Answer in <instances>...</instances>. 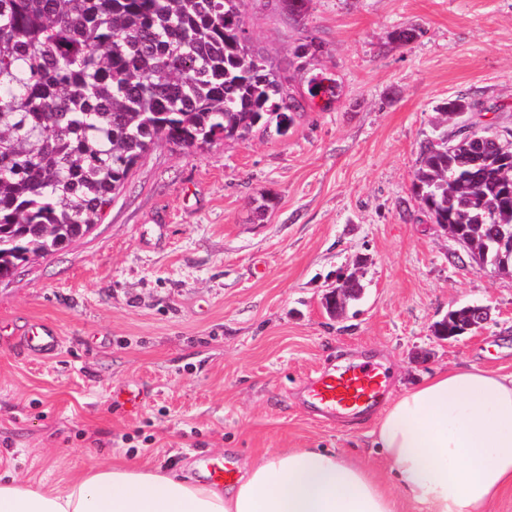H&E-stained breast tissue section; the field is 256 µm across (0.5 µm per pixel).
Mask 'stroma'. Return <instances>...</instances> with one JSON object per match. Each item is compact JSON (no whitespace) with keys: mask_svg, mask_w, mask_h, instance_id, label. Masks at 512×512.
Masks as SVG:
<instances>
[{"mask_svg":"<svg viewBox=\"0 0 512 512\" xmlns=\"http://www.w3.org/2000/svg\"><path fill=\"white\" fill-rule=\"evenodd\" d=\"M246 22L291 94L321 72L339 98L283 136L157 144L89 235L0 281V474L55 485L124 459L195 476L202 455L280 448L374 463L372 417L308 405L321 372L374 365L390 394L447 366L512 374V275L479 271L412 196L444 103H478L473 130L512 124V0H313L303 17L250 0ZM406 26L422 36L392 43ZM309 35L317 57L296 58ZM351 273L364 293L330 316ZM468 305L484 328L435 336ZM36 319L56 352H21Z\"/></svg>","mask_w":512,"mask_h":512,"instance_id":"stroma-1","label":"stroma"}]
</instances>
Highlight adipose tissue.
Instances as JSON below:
<instances>
[{"label":"adipose tissue","instance_id":"obj_1","mask_svg":"<svg viewBox=\"0 0 512 512\" xmlns=\"http://www.w3.org/2000/svg\"><path fill=\"white\" fill-rule=\"evenodd\" d=\"M370 436L389 472L325 448L263 453L227 489L92 465L52 487L0 476V512H487L512 492V375L435 369L387 400Z\"/></svg>","mask_w":512,"mask_h":512}]
</instances>
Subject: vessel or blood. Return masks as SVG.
I'll list each match as a JSON object with an SVG mask.
<instances>
[{"label": "vessel or blood", "mask_w": 512, "mask_h": 512, "mask_svg": "<svg viewBox=\"0 0 512 512\" xmlns=\"http://www.w3.org/2000/svg\"><path fill=\"white\" fill-rule=\"evenodd\" d=\"M24 350L31 355H45L59 346L54 327L45 322L34 323L22 340ZM384 383L374 368L348 365L333 372L322 373L308 388V401L318 411L330 414L356 415L378 405ZM201 469L215 482L227 483L236 475L233 459L210 456L199 459Z\"/></svg>", "instance_id": "vessel-or-blood-1"}]
</instances>
